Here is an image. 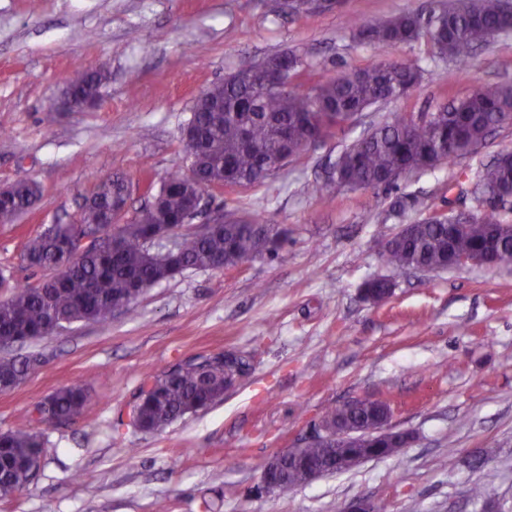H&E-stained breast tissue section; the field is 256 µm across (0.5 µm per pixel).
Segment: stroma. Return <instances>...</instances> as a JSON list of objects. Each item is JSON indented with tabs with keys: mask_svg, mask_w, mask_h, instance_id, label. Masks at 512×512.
<instances>
[{
	"mask_svg": "<svg viewBox=\"0 0 512 512\" xmlns=\"http://www.w3.org/2000/svg\"><path fill=\"white\" fill-rule=\"evenodd\" d=\"M428 2L320 0L291 13L275 0H0V186L40 190L32 210L0 224V271L18 283L44 277L23 263L25 243L77 222L98 180L124 176L128 211L143 206L149 186L182 161L198 94L245 64L294 52L307 85L378 61L423 67L408 97L367 109L264 184L206 190L210 210L285 229L274 257L186 271L148 288L134 315L15 346L36 363L0 390V433L29 425L44 453L0 512H342L362 497L388 512H482L476 486L512 512V265L424 274L380 262L401 225L473 208L472 184L457 175L512 151V123L393 191L344 189L328 204L313 191L342 149L390 113L433 111L472 77L512 83V33L479 49L456 81L454 62L425 43L376 48L345 25ZM102 58L111 69L96 103L61 109L65 83ZM397 196L420 204L391 210ZM378 276L393 292L375 305L361 288ZM227 350L250 356L252 370L222 401L157 432L133 423L146 374ZM70 386L86 391L79 417L33 419L38 402ZM355 398L388 401L390 426L414 443L285 493L256 491L269 457L304 446L329 408Z\"/></svg>",
	"mask_w": 512,
	"mask_h": 512,
	"instance_id": "obj_1",
	"label": "stroma"
}]
</instances>
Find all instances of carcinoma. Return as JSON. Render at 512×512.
I'll list each match as a JSON object with an SVG mask.
<instances>
[{"label":"carcinoma","instance_id":"obj_1","mask_svg":"<svg viewBox=\"0 0 512 512\" xmlns=\"http://www.w3.org/2000/svg\"><path fill=\"white\" fill-rule=\"evenodd\" d=\"M353 38L377 48L424 41L433 55L467 62L477 47L512 30V4L507 0H450L425 14L409 12L387 19L347 20ZM302 58L282 53L251 63L209 87L198 98L189 118L190 138L184 158L198 175L191 180L184 167L170 171L154 192L151 204L122 225L121 246L112 249L106 236L94 251L80 249L76 238L102 229L112 209L126 204L128 185L120 177L99 181L87 198L76 224H55L29 239L23 260L54 275L35 285L13 283L0 272V348L42 339L74 322L104 321L115 311L133 312L148 288L175 278L187 268H209L217 263L228 270L271 253L268 242L277 238L273 225L259 215L238 224H218L210 234L181 236L180 247L161 255L147 245L158 224L183 225L199 191V184L247 187L270 176L269 162L288 152L302 155L312 144L335 135L352 116L385 101L407 96L420 82L418 62L386 63L330 77L310 87L296 82ZM109 74V64L97 65L71 79L64 94L75 108L96 100ZM512 116V84L473 81L466 92L436 107L429 121L415 122L411 112H394L382 124L337 156L330 185L315 184L325 201L333 190L371 188L391 190L402 173L426 172L464 156L487 139L488 131ZM476 207L462 218L450 212L448 220L422 219L408 232L389 238L380 253L393 268L448 270L461 255L490 249L512 256V220L504 200L512 198V152L474 173ZM38 198L32 183H17L0 196V223L11 224ZM392 287L384 277L363 285L367 296L379 299ZM32 360L0 356V383L19 385ZM134 419L144 431H159L175 420L209 407L224 397V364L187 363L179 369L144 379ZM84 389L62 388L47 397L41 422L54 425L81 415ZM387 403L370 402L360 408L345 405L326 415L333 425L381 414ZM43 454L39 434L27 427L0 433V498H8L28 484L25 462Z\"/></svg>","mask_w":512,"mask_h":512}]
</instances>
